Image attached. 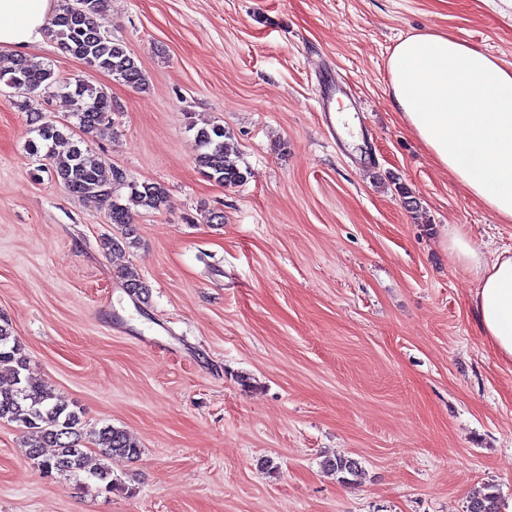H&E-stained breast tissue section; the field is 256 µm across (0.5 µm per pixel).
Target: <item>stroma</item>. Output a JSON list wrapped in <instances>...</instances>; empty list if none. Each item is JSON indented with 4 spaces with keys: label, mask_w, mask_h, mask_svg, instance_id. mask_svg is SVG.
Here are the masks:
<instances>
[{
    "label": "stroma",
    "mask_w": 512,
    "mask_h": 512,
    "mask_svg": "<svg viewBox=\"0 0 512 512\" xmlns=\"http://www.w3.org/2000/svg\"><path fill=\"white\" fill-rule=\"evenodd\" d=\"M107 25L145 89L48 38L27 56L120 104L86 146L167 199L138 210L136 246L103 250L120 227L40 171L0 83V319L31 382L142 454L99 492L43 477L0 422V512H465L487 485L512 499V363L479 335L475 276L448 244L454 226L486 258L512 252V223L433 161L387 71L416 31L512 64V0H108ZM330 78L359 126L339 146L317 99ZM207 124L240 185L199 172ZM126 265L147 301L115 277ZM335 457L359 461L355 482L324 471Z\"/></svg>",
    "instance_id": "35a3bbf8"
}]
</instances>
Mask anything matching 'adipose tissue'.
<instances>
[{
	"instance_id": "adipose-tissue-1",
	"label": "adipose tissue",
	"mask_w": 512,
	"mask_h": 512,
	"mask_svg": "<svg viewBox=\"0 0 512 512\" xmlns=\"http://www.w3.org/2000/svg\"><path fill=\"white\" fill-rule=\"evenodd\" d=\"M53 0H0V48L23 53L41 40ZM396 110L433 160L502 223H512V67L449 34L400 38L388 58ZM448 243L477 278L468 304L480 336L512 361V254L485 260L449 229Z\"/></svg>"
}]
</instances>
